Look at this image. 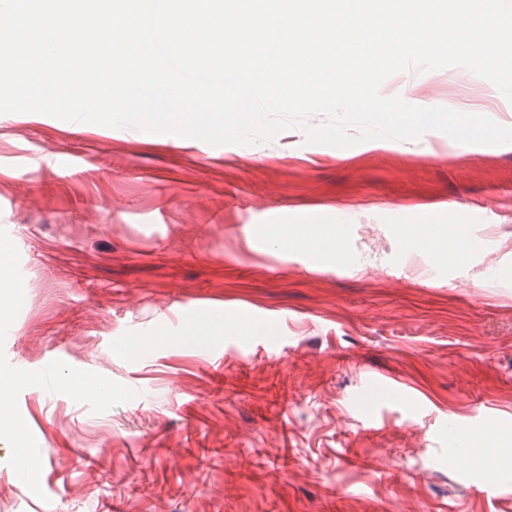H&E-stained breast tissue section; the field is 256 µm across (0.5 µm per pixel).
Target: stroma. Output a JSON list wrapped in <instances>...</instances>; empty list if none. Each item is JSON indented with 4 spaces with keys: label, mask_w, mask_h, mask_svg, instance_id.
I'll return each mask as SVG.
<instances>
[{
    "label": "stroma",
    "mask_w": 512,
    "mask_h": 512,
    "mask_svg": "<svg viewBox=\"0 0 512 512\" xmlns=\"http://www.w3.org/2000/svg\"><path fill=\"white\" fill-rule=\"evenodd\" d=\"M463 72L379 92L512 127V102ZM199 145L0 114L17 295L0 374L29 379L0 430V512H496L474 487L512 495V143L429 130L337 148L294 128ZM283 224L334 226L335 253L279 244ZM417 224L485 248L440 256ZM184 310L224 324L189 338ZM86 373L111 396L66 386Z\"/></svg>",
    "instance_id": "obj_1"
}]
</instances>
